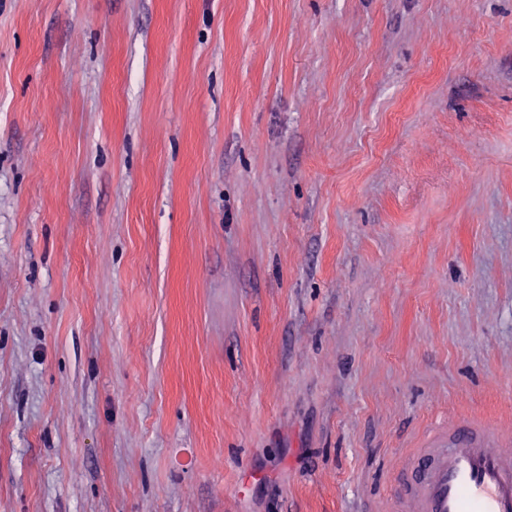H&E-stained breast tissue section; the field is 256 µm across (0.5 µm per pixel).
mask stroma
<instances>
[{
  "label": "stroma",
  "mask_w": 512,
  "mask_h": 512,
  "mask_svg": "<svg viewBox=\"0 0 512 512\" xmlns=\"http://www.w3.org/2000/svg\"><path fill=\"white\" fill-rule=\"evenodd\" d=\"M512 428V0H0V512H386Z\"/></svg>",
  "instance_id": "1"
}]
</instances>
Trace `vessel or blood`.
<instances>
[{
    "label": "vessel or blood",
    "mask_w": 512,
    "mask_h": 512,
    "mask_svg": "<svg viewBox=\"0 0 512 512\" xmlns=\"http://www.w3.org/2000/svg\"><path fill=\"white\" fill-rule=\"evenodd\" d=\"M484 431L456 424L418 449L407 478L418 512H512V432L484 447Z\"/></svg>",
    "instance_id": "b4317fda"
}]
</instances>
